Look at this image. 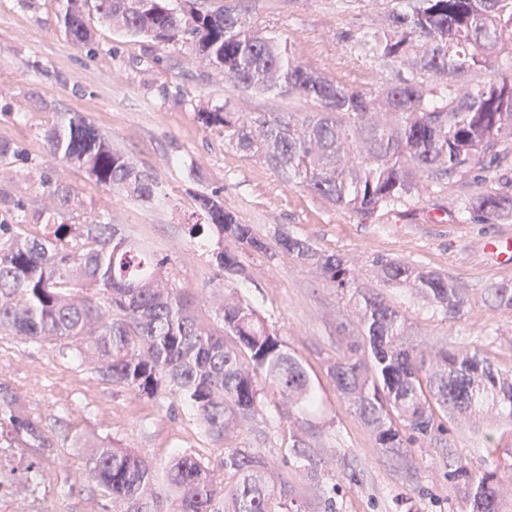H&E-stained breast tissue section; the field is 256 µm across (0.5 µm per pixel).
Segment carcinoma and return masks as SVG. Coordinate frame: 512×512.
<instances>
[{
	"label": "carcinoma",
	"instance_id": "cac0c4a2",
	"mask_svg": "<svg viewBox=\"0 0 512 512\" xmlns=\"http://www.w3.org/2000/svg\"><path fill=\"white\" fill-rule=\"evenodd\" d=\"M63 24L82 46L91 34L86 7L134 35L190 43L234 87L277 90L312 102L303 118L229 106L198 113L224 130V140L256 157L289 183L297 180L336 206L361 215L411 204L424 190L456 177L485 183L512 171V0H399L378 26L348 34L366 53L406 75L354 88L299 63L290 45L250 26L249 3L213 10L185 0L177 13L167 0H67ZM485 80L474 83L471 73ZM51 153L99 185L151 202L153 176L140 170L85 117L72 114L47 133ZM219 236L252 252L275 250L307 265L322 280L352 293L362 342L330 365V375L370 429L375 446L402 465L401 449L439 446L448 480L460 483L471 512H500L503 482L497 466L472 469L448 439V415L475 422L488 410L512 420V373L465 346L420 356L406 336L404 315L380 295L359 288L347 260L288 233L274 243L255 234L236 212L209 195L197 198ZM465 212L488 219L512 211V195L480 192L462 199ZM42 237L0 219V330L33 342L64 340L104 379L156 402L177 397L216 443L261 416L256 377L262 375L288 405L296 457L317 397L303 365L256 310L235 292L216 287L213 302L223 334L204 327L196 299L169 284L157 258L119 224H51ZM226 273L239 270L237 252L216 253ZM380 282L408 288L450 314L464 298L450 279L400 259L374 261ZM500 309H512V287L493 289ZM235 338V346L224 336ZM26 448H45L43 430L24 418L0 388V427ZM48 459H27L20 477L31 491L44 483ZM268 462L240 448L224 449V474L191 454H177L166 472L167 491L142 456L110 442L94 446L86 471L112 500L113 512H271L275 487Z\"/></svg>",
	"mask_w": 512,
	"mask_h": 512
}]
</instances>
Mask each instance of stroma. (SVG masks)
I'll return each instance as SVG.
<instances>
[{
  "label": "stroma",
  "instance_id": "stroma-1",
  "mask_svg": "<svg viewBox=\"0 0 512 512\" xmlns=\"http://www.w3.org/2000/svg\"><path fill=\"white\" fill-rule=\"evenodd\" d=\"M65 5L0 0V142L23 152L0 179V214L23 203L25 233L45 235L56 205L51 191L66 187L65 223L94 218L123 225L164 258L170 283L198 295L195 314L214 331L222 324L209 290L219 283L232 288L304 366L320 407L303 433L304 464L288 439V409L268 383L260 385L262 423L223 445L181 404L155 402L103 380L64 342L0 332V387L13 394L25 418L41 425L51 445L49 482L35 494L17 483L0 486V512H112L110 497L82 475L89 455L82 441L103 438L141 452L158 468L174 454L194 455L219 477L225 447L258 453L272 483L288 482L305 512H323L327 498L335 500L336 512H470L463 487L449 482L434 448L411 447L412 476L402 478L329 377L328 364L345 357L360 334L349 296L283 256L244 250L241 271L226 274L215 262L225 246L216 231L193 238L188 227L204 221L197 197L216 194L264 238L281 229L343 256L360 287L401 310L424 351L466 346L512 371V310L496 308L491 296L494 287L512 285V266L485 250L491 238H512V216L473 220L459 209L467 189L453 179L442 191L420 196L408 212L368 216L285 183L258 158L232 149L223 131L204 125L198 114L226 102L238 112H309L311 103L276 90L235 89L191 45L131 35L94 13L87 19L94 50L86 52L65 33ZM394 7V0H253L250 18L288 42L305 66L367 86L394 81L397 69L345 35L376 26ZM74 112L153 174L157 190L150 203L98 185L82 168L54 158L47 133ZM380 256L448 276L464 296L460 312L444 313L408 289L384 286L373 268ZM448 438L473 467L498 461L512 484V424L454 427Z\"/></svg>",
  "mask_w": 512,
  "mask_h": 512
}]
</instances>
